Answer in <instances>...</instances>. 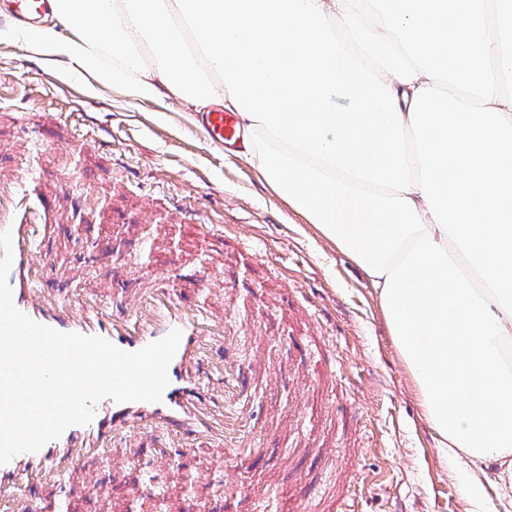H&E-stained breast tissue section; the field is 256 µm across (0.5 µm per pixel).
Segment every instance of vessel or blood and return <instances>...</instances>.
Instances as JSON below:
<instances>
[{"label": "vessel or blood", "mask_w": 512, "mask_h": 512, "mask_svg": "<svg viewBox=\"0 0 512 512\" xmlns=\"http://www.w3.org/2000/svg\"><path fill=\"white\" fill-rule=\"evenodd\" d=\"M9 13L19 25L38 23L53 12L57 0H8ZM204 126L211 139L237 144L240 130L235 113L221 109L206 113ZM48 204L23 173L0 180V232L11 231L13 262L9 283L15 307L38 323L55 330L104 338L121 350L134 352L177 329L182 333L169 368V384L158 403H118L101 400L92 421L67 427L40 450L16 455L0 465V512H23L26 491L49 484L67 496L96 494L101 512H112L106 491L93 474L75 480L85 460L120 459L121 448L143 432L163 430L178 448V459L188 464L197 448L213 441L212 410L246 390L251 377L226 365L223 382L213 378V361H223L224 318L201 310L185 309L162 287L132 296H97L68 299L47 288L57 278L53 265L37 252L45 231ZM243 437L233 417L224 419L220 451L226 464L239 458Z\"/></svg>", "instance_id": "1"}]
</instances>
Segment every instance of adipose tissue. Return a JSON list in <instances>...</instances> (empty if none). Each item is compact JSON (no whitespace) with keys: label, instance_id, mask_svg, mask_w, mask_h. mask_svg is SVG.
Returning <instances> with one entry per match:
<instances>
[{"label":"adipose tissue","instance_id":"obj_1","mask_svg":"<svg viewBox=\"0 0 512 512\" xmlns=\"http://www.w3.org/2000/svg\"><path fill=\"white\" fill-rule=\"evenodd\" d=\"M59 0L0 25L61 79L237 112L248 161L363 270L449 457L512 478V71L499 0ZM361 102L332 112L337 89Z\"/></svg>","mask_w":512,"mask_h":512}]
</instances>
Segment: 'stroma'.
Returning <instances> with one entry per match:
<instances>
[{
    "label": "stroma",
    "instance_id": "35a3bbf8",
    "mask_svg": "<svg viewBox=\"0 0 512 512\" xmlns=\"http://www.w3.org/2000/svg\"><path fill=\"white\" fill-rule=\"evenodd\" d=\"M81 150H71L74 140ZM31 163L60 221L40 241L70 293L132 294L171 275L177 296L224 315L229 350L261 359L235 405L255 438L236 469L198 451L197 467L162 473L166 512H277L312 499L319 512H512L497 463L450 460L389 333L365 274L274 195L238 151H226L167 95L133 99L118 85L62 80L23 43H0V177ZM80 197L84 223L72 220ZM221 225L204 235L202 225ZM110 238L113 261L96 245ZM292 348L290 361L281 351ZM163 433L136 439L122 463L88 460L112 512H148L134 497L144 463L170 456ZM478 476L485 496L466 500Z\"/></svg>",
    "mask_w": 512,
    "mask_h": 512
}]
</instances>
